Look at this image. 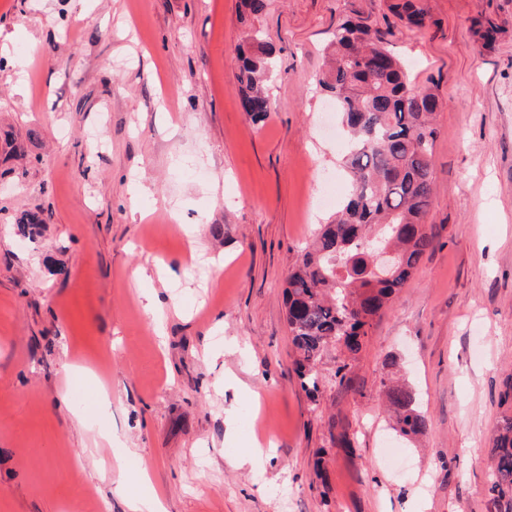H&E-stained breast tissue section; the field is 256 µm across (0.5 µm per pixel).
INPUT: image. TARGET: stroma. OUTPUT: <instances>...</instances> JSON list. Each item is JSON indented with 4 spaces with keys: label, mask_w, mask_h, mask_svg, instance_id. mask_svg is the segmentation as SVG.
Instances as JSON below:
<instances>
[{
    "label": "stroma",
    "mask_w": 512,
    "mask_h": 512,
    "mask_svg": "<svg viewBox=\"0 0 512 512\" xmlns=\"http://www.w3.org/2000/svg\"><path fill=\"white\" fill-rule=\"evenodd\" d=\"M388 4L269 0L245 20L239 0H0L14 37L0 127L27 147L0 160V512H129L142 468L167 512H498L487 489L512 416V0H421V30ZM480 14L498 28L489 47L471 28ZM347 19L369 22L442 104L434 247L346 380L332 382L325 357L312 397L282 289L349 193L341 128L315 83ZM253 28L277 62L260 123L233 53ZM135 177L152 190L137 208ZM192 251L224 268L193 263L158 286L156 336L132 272ZM384 378L415 391L425 434L392 430ZM258 445L265 475L229 465Z\"/></svg>",
    "instance_id": "1"
}]
</instances>
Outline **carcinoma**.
<instances>
[{"mask_svg": "<svg viewBox=\"0 0 512 512\" xmlns=\"http://www.w3.org/2000/svg\"><path fill=\"white\" fill-rule=\"evenodd\" d=\"M389 10L410 27L426 25L418 0H390ZM472 26L483 45L495 42L497 27L490 21L478 17ZM236 54L244 111L261 120L270 111L263 84L274 72L272 49L255 30ZM327 56L328 69L317 85L330 95L347 128L351 192L336 218L320 225L288 270L283 292L295 372L311 394L323 384L320 364L331 347L344 349L334 374L344 381L374 321L434 246L426 218L434 196V121L441 110L436 95L410 83L404 62L365 23L338 26ZM0 150L20 156L23 147L5 130ZM373 244L394 253L382 274L376 272ZM381 386L393 430L405 439L425 432L427 419L412 391L389 379ZM488 491L503 512H512L511 417L495 438Z\"/></svg>", "mask_w": 512, "mask_h": 512, "instance_id": "cac0c4a2", "label": "carcinoma"}]
</instances>
